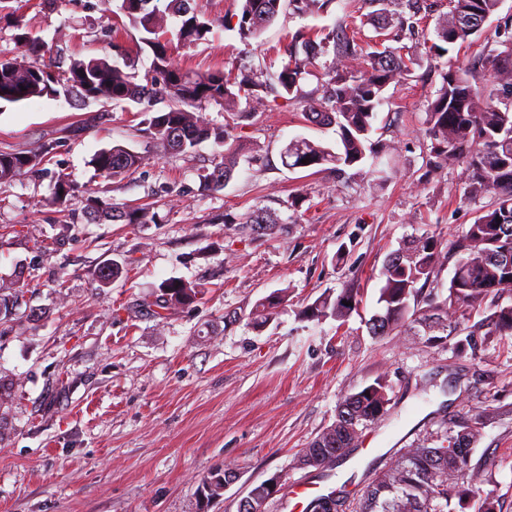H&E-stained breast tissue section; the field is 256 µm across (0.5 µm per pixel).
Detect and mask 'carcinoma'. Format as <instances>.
<instances>
[{
	"label": "carcinoma",
	"mask_w": 512,
	"mask_h": 512,
	"mask_svg": "<svg viewBox=\"0 0 512 512\" xmlns=\"http://www.w3.org/2000/svg\"><path fill=\"white\" fill-rule=\"evenodd\" d=\"M153 0H122L120 10L143 33L141 42L153 55L154 75L142 84L138 74L104 57L74 59L65 70L54 71L39 63L48 51L47 44L28 37L27 52L31 67L9 72L0 69V101L18 103L48 96L58 89L74 94V99L102 104L134 102L149 115L143 132L154 142L175 154L188 155L203 142L213 140L224 147L221 162L212 171L200 175L205 191H217L232 178L241 158L240 146L229 143L224 127L216 126L191 111L202 101H213L224 111L242 118L240 100L259 98V92L275 85L279 96L299 103L306 121L336 128V146H325L306 138L290 141L283 150L282 162L291 169L331 165L342 172L370 164L368 173L377 181L388 180L380 168L389 147L377 148L371 141L378 108L388 87L410 71L413 59L400 48L379 49L373 37L364 33L369 25L386 40L398 43L407 34L419 30L423 16L419 0H370L380 9L342 18L336 32L287 33L281 69L269 73L259 66L246 73L214 71L194 73L173 63L168 56L165 30L167 17L178 19L175 37L184 44L203 40L210 25L200 13L188 11V0H165L164 8ZM335 0H243L237 16L241 40L258 37L290 9L304 17L329 11ZM501 0H448V12L439 15L429 46L434 55L448 52V46L466 42L479 35L482 24L498 12ZM499 48L488 56L487 70L477 73L461 66L442 72V83L428 104L424 127L430 139L427 172L435 173L451 163L462 166L465 174V199L478 205L475 220L449 243L448 252L441 241L423 234L388 257L380 271L382 285L379 310L369 319V332L388 336L409 332L418 335V327L427 333L460 334L461 325L471 312L481 308L487 316L490 333L512 336V304H502L512 294V18L499 25ZM333 51L336 57L364 58L358 71L343 69L323 73L322 97L306 93L300 80L317 71L319 58ZM54 150L51 143L35 152L0 151V184L34 172L43 158ZM142 156L124 146L100 150L92 159L99 174L117 178L135 171ZM491 202L482 205L484 197ZM113 222L125 224L156 223L157 216L144 205L116 206ZM250 226L278 224L269 212L254 211L239 218ZM455 259L448 294L431 300L425 309L417 308L420 282H428L441 260ZM359 289L346 287L332 296L325 295L308 306L304 314L311 319L332 317L346 320L359 304ZM203 290L180 279H169L159 288L154 317L166 319L178 309L197 303ZM286 290L274 292L256 305L255 318L267 319L280 307ZM350 302L346 306L343 301ZM388 405L387 384L376 378L360 391L346 397L336 412V421L324 429L309 447L302 449L297 463L321 472L334 470L338 457L359 439L362 428L377 423ZM491 413H475L470 423L454 435H446L447 445L406 448L385 469L374 474L359 507L353 512H457L452 500L465 496L477 512H497L494 499L483 492L484 472L470 465L473 443L480 426ZM229 466L211 471L201 480L200 491L207 502L224 496V476Z\"/></svg>",
	"instance_id": "cac0c4a2"
}]
</instances>
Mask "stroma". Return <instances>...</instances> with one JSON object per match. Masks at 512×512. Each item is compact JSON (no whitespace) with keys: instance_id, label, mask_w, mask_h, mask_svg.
<instances>
[{"instance_id":"obj_1","label":"stroma","mask_w":512,"mask_h":512,"mask_svg":"<svg viewBox=\"0 0 512 512\" xmlns=\"http://www.w3.org/2000/svg\"><path fill=\"white\" fill-rule=\"evenodd\" d=\"M361 0H336L329 14L286 12L250 43L234 29L241 0H193L210 24L205 40L172 42L178 66L198 73L267 67L278 71L289 32L337 26ZM121 0H12L0 19V56L27 60L29 32L49 50L45 63L112 55L122 49L139 74L152 54L120 11ZM502 0L478 42L450 46L463 65L496 48ZM415 63L392 83L378 109L376 139L393 143L391 178L289 169L281 158L298 137L333 145L332 130L306 121L299 104L262 93L251 114L233 119L215 103L203 116L245 146L223 189L204 191L200 174L218 159L213 142L175 157L141 132L133 103L74 106L64 97L0 102V151L55 142L38 172L0 186V286L22 296L0 321V512H237L249 489L272 475L362 497L373 469L417 443L439 446L487 408L470 464L487 477L500 512H512V337L479 340L455 356V337L370 335L379 271L390 253L423 233L449 242L473 223L459 167L425 178L429 141L422 120L440 87L445 60L404 40ZM115 145L143 157L132 174L110 179L90 164ZM75 191L58 204L53 187ZM108 203L152 204L157 224L90 223L87 192ZM300 205H293V198ZM264 209L281 222L246 230L224 221ZM127 276L99 286V268ZM203 289L201 300L167 320L147 300L168 278ZM352 284L360 305L347 321L310 320L303 310ZM288 301L253 327L249 314L273 291ZM390 403L364 429L331 475L297 457L336 420L339 403L375 378ZM231 463L240 474L216 503L200 483Z\"/></svg>"}]
</instances>
